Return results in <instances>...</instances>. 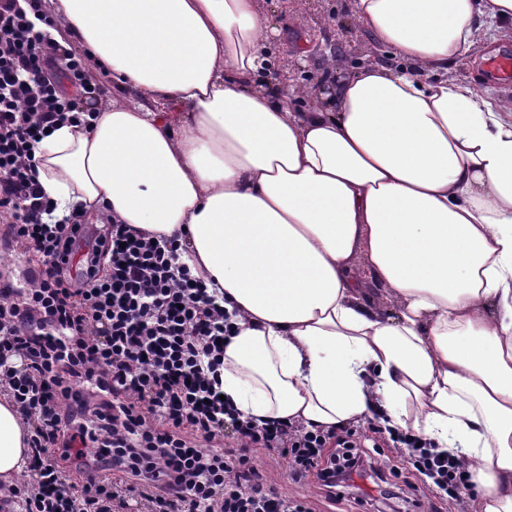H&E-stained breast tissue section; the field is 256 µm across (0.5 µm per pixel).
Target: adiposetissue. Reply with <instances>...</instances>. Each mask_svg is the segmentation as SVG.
Here are the masks:
<instances>
[{
  "instance_id": "adipose-tissue-1",
  "label": "adipose tissue",
  "mask_w": 512,
  "mask_h": 512,
  "mask_svg": "<svg viewBox=\"0 0 512 512\" xmlns=\"http://www.w3.org/2000/svg\"><path fill=\"white\" fill-rule=\"evenodd\" d=\"M49 2L135 92L36 144L56 215L178 236L224 298L221 388L244 416L380 415L461 457L470 512H512V109L451 70L512 40V0H353L393 63L330 93L265 79L263 0ZM30 435L0 390V484Z\"/></svg>"
}]
</instances>
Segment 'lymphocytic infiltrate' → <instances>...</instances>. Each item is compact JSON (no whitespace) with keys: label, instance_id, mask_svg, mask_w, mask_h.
<instances>
[{"label":"lymphocytic infiltrate","instance_id":"lymphocytic-infiltrate-1","mask_svg":"<svg viewBox=\"0 0 512 512\" xmlns=\"http://www.w3.org/2000/svg\"><path fill=\"white\" fill-rule=\"evenodd\" d=\"M57 26L42 0H0V215L39 269L25 288L0 278V386L32 421L22 512H129L135 501L144 512H314L267 483L256 449L287 459L293 481L312 474L332 491L374 471L387 440L465 512L461 461L414 435L259 425L222 401L231 326L177 239L112 223L91 240L76 212L48 222L33 147L98 93Z\"/></svg>","mask_w":512,"mask_h":512}]
</instances>
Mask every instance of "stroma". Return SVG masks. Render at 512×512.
I'll return each instance as SVG.
<instances>
[{
  "instance_id": "stroma-1",
  "label": "stroma",
  "mask_w": 512,
  "mask_h": 512,
  "mask_svg": "<svg viewBox=\"0 0 512 512\" xmlns=\"http://www.w3.org/2000/svg\"><path fill=\"white\" fill-rule=\"evenodd\" d=\"M265 9L276 29L266 45V52L276 75L290 76L293 85L320 87L322 67L327 54H334L345 69L356 71L370 61L388 63L389 58L377 50L370 33L362 29L351 15V0H264ZM453 72L457 78L475 80L477 85L512 107V80L502 81L486 72L484 61L470 56L459 58ZM384 476L396 487L406 489L412 505L393 500L385 505L371 506L360 500L361 494L377 497L373 485H364L362 492H345L342 500H328L315 478L295 483L288 478L286 460L265 465L268 480L288 496L307 497L316 512H429L444 508L442 500L424 496V487L414 484L413 477L402 462L380 456Z\"/></svg>"
}]
</instances>
